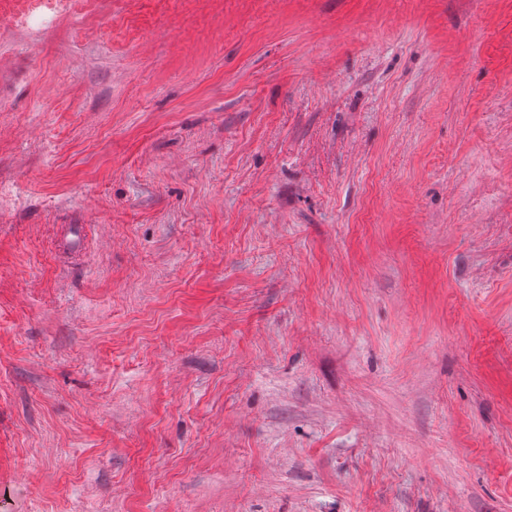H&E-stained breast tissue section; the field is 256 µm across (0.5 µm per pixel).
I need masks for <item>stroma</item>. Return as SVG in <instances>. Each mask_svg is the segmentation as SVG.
I'll return each mask as SVG.
<instances>
[{
  "instance_id": "stroma-1",
  "label": "stroma",
  "mask_w": 512,
  "mask_h": 512,
  "mask_svg": "<svg viewBox=\"0 0 512 512\" xmlns=\"http://www.w3.org/2000/svg\"><path fill=\"white\" fill-rule=\"evenodd\" d=\"M0 512H512V0H0Z\"/></svg>"
}]
</instances>
